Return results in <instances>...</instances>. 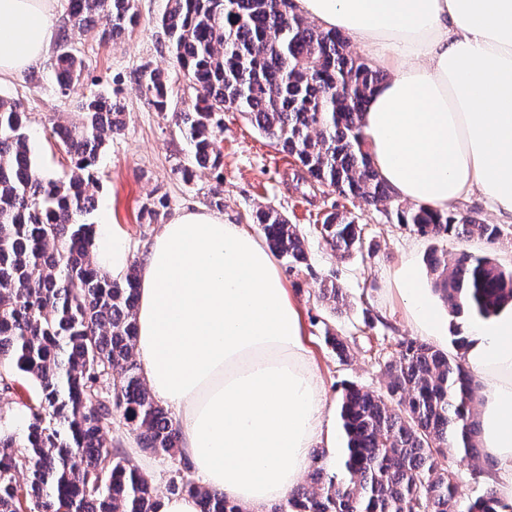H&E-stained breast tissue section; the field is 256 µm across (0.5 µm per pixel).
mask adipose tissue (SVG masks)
I'll use <instances>...</instances> for the list:
<instances>
[{
  "label": "adipose tissue",
  "mask_w": 512,
  "mask_h": 512,
  "mask_svg": "<svg viewBox=\"0 0 512 512\" xmlns=\"http://www.w3.org/2000/svg\"><path fill=\"white\" fill-rule=\"evenodd\" d=\"M57 0H0V83L56 39ZM299 14L358 42L388 74L362 116L365 150L401 201L445 211L481 192L512 218V0H295ZM98 266L123 278L131 251L100 225ZM398 293L416 330L448 312L412 263ZM136 356L152 397L174 411L202 486L242 512L297 487L311 451L332 452L330 406L302 312L273 252L242 224L187 209L161 225L138 285ZM465 361L484 384L480 442L512 500V306L467 326Z\"/></svg>",
  "instance_id": "1"
}]
</instances>
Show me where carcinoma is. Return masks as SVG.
Wrapping results in <instances>:
<instances>
[{
	"label": "carcinoma",
	"mask_w": 512,
	"mask_h": 512,
	"mask_svg": "<svg viewBox=\"0 0 512 512\" xmlns=\"http://www.w3.org/2000/svg\"><path fill=\"white\" fill-rule=\"evenodd\" d=\"M66 15L53 62L65 97L85 70L75 32L103 19L98 36L110 41L139 22L136 0H68ZM160 27L192 105L173 106L168 74L149 63L131 81L189 141L184 181H193L195 162L220 166L215 139L223 112L235 110L293 156L311 182L365 206L391 201L361 131L365 104L383 75L351 54L341 32L303 19L294 0H167ZM79 108L80 122L51 128L71 163L68 174L55 177L33 160L20 100L0 95V392L13 389L18 373L38 387L37 401L25 405V435L0 425V512H155L151 480L112 444L117 421L144 448L178 462L170 493L198 497L200 512H242L191 479L179 429L145 387L134 356L137 267L117 281L93 262L91 190L99 152L122 129L125 106L92 92ZM168 207L167 194L156 193L143 219L157 223ZM395 216L433 238L477 236L494 244L501 236L498 225L471 211L399 203ZM252 221L289 270L307 263L304 239L282 213L258 208ZM319 234L343 255L364 247L362 228L345 214H328ZM429 265L435 290L455 314L487 318L512 302V270L486 256L463 254L450 265L433 252ZM319 298L335 310L344 304L334 281L319 289ZM325 338L347 361L346 339L328 327ZM453 346L447 352L401 340L396 356L383 363L385 392L346 388L336 464L326 451H314L309 482L271 512H512L489 484L471 499L459 492L450 456L476 462L482 450L466 340Z\"/></svg>",
	"instance_id": "1"
}]
</instances>
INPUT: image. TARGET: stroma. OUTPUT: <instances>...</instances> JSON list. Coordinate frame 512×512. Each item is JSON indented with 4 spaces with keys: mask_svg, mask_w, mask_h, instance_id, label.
I'll list each match as a JSON object with an SVG mask.
<instances>
[{
    "mask_svg": "<svg viewBox=\"0 0 512 512\" xmlns=\"http://www.w3.org/2000/svg\"><path fill=\"white\" fill-rule=\"evenodd\" d=\"M140 23L121 42L100 41L96 31L79 36L76 45L85 61L84 80L61 96L49 61H41L34 75H21L0 84V95L22 102L28 116L30 146L38 167L64 175L69 162L49 140L57 123L82 119L78 103L91 92L119 93L126 109L121 134L106 142L98 160V185L93 223L123 225L129 234L133 264H141L147 244L157 227L140 220V209L155 188L167 193L169 215L185 209L209 208V190L223 188L221 212L227 223L243 224L253 210L270 206L296 224L305 240L307 264L285 271L293 298L302 311L307 341L324 381L330 403H338L350 384L382 390L386 378L370 358V348L386 339L389 353L398 341L417 332L398 295L395 274L401 264L412 261L426 268L431 251L455 261L460 254L492 258L504 269L512 268V223L501 221L493 205L481 194L463 200L464 208L486 223L500 224L503 234L496 244L472 237L431 238L412 226L397 223L392 204L365 207L344 197L334 188L313 186L305 179L294 158L259 135L241 113L224 114L218 145L222 152L219 169H199L192 183L182 181L177 168L191 157V147L179 129L149 108L133 83L131 73L144 63L173 68L168 39L157 23L166 0H137ZM332 211L351 213L363 230L362 251L340 256L326 246L319 234L325 215ZM335 281L346 295V304L332 311L318 298L322 281ZM347 338L349 358L341 363L324 342L325 329Z\"/></svg>",
    "mask_w": 512,
    "mask_h": 512,
    "instance_id": "1",
    "label": "stroma"
}]
</instances>
